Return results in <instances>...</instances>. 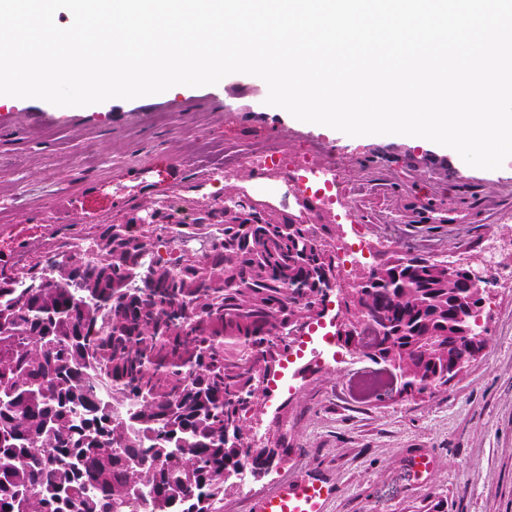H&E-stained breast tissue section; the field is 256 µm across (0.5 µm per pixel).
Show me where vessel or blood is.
<instances>
[{"instance_id": "vessel-or-blood-1", "label": "vessel or blood", "mask_w": 512, "mask_h": 512, "mask_svg": "<svg viewBox=\"0 0 512 512\" xmlns=\"http://www.w3.org/2000/svg\"><path fill=\"white\" fill-rule=\"evenodd\" d=\"M336 494L335 482L322 475L289 480L276 491L256 498L252 512H327Z\"/></svg>"}]
</instances>
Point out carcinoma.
Wrapping results in <instances>:
<instances>
[{"mask_svg":"<svg viewBox=\"0 0 512 512\" xmlns=\"http://www.w3.org/2000/svg\"><path fill=\"white\" fill-rule=\"evenodd\" d=\"M167 228L131 215L0 266V512H223L241 468L288 459L279 416L268 451L225 431L267 398L251 359L327 287L333 225L256 208L226 224L212 207ZM353 290L359 313L384 319L360 335L407 393L443 388L476 355L463 327L478 286L437 260L390 257Z\"/></svg>","mask_w":512,"mask_h":512,"instance_id":"1","label":"carcinoma"}]
</instances>
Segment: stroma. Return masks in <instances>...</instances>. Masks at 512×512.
Instances as JSON below:
<instances>
[{
  "label": "stroma",
  "instance_id": "obj_1",
  "mask_svg": "<svg viewBox=\"0 0 512 512\" xmlns=\"http://www.w3.org/2000/svg\"><path fill=\"white\" fill-rule=\"evenodd\" d=\"M266 83L231 74L218 84L182 87L110 107H59L39 99L0 105V259L14 262L55 237L88 232V208L101 223L154 201L188 210L254 199L270 212L297 214L283 196L285 172L224 167V149L274 146L319 154L334 178L335 202L313 194L312 224L336 227V243L367 238L354 280L396 252L451 262L478 255L489 238L512 239V158L501 168L468 166L432 143L388 135L351 137L298 121L267 105ZM178 167L174 186L145 192L137 174L157 179ZM69 198L67 209L53 202ZM390 223L405 235L392 241ZM486 344L440 392L425 397L381 390L354 401L353 375L372 370L333 338L331 326L304 336L270 384L268 413L282 411L295 453L280 470L239 486L231 504L252 512L253 497L288 479L319 473L336 482L328 512H411L427 497L448 512H512V292L487 299ZM435 457L417 478L414 452Z\"/></svg>",
  "mask_w": 512,
  "mask_h": 512
}]
</instances>
